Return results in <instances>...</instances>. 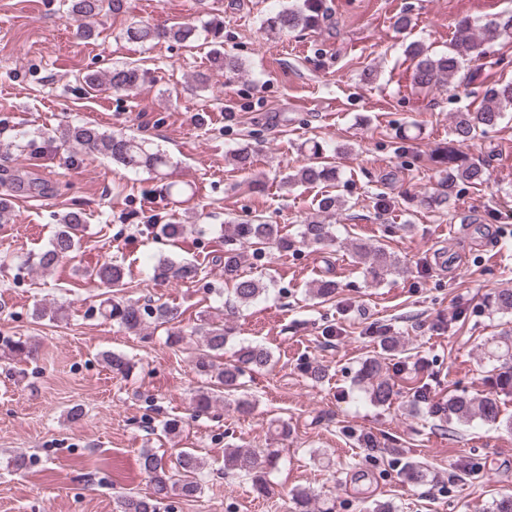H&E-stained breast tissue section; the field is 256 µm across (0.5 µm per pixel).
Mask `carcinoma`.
<instances>
[{
  "label": "carcinoma",
  "instance_id": "1",
  "mask_svg": "<svg viewBox=\"0 0 512 512\" xmlns=\"http://www.w3.org/2000/svg\"><path fill=\"white\" fill-rule=\"evenodd\" d=\"M67 14L84 21L81 34L90 39L95 36L91 21L106 10L119 12L123 9V0H66ZM330 7L327 0H296L270 13L263 25L270 31L310 29L318 26L328 15ZM223 23L219 20L208 21L202 26L190 23L173 24L162 30L145 24L132 23L125 29L124 38L129 43L146 44L165 39L177 43H195L200 40L212 45V67L219 72L234 75L244 71L241 60L224 54L222 51ZM512 34V19L500 22L488 20L481 25L469 18L458 21L453 42L448 52L432 54L420 41L407 46L408 57L414 63V82L422 88L437 86L449 82L464 69L465 62H477L490 57L491 47L500 37ZM144 78V72L136 65L123 63L112 67L103 74H87L84 82L90 87H104L114 93H125L137 87ZM512 108V82H495L484 87L480 105L473 111L460 112L455 116L452 139L432 157V161L441 167L443 180L441 191L427 199L429 207L439 208L447 203L454 188L459 184L482 185L485 183V170L481 164L471 160L462 150V145L473 140L477 132L497 126L504 118L505 111ZM66 140L74 148L96 153L109 158L132 172L146 171L155 176H165V169L171 166L170 157L158 149L154 150L146 141L125 133H107L96 125L83 123L68 129L64 133ZM336 181V168L325 161L307 163L295 173L288 175L283 184L296 183L331 185ZM342 208L338 196L325 192L318 200V211L327 217H333ZM86 223L83 209L75 207L63 213L49 247L38 257V267L49 271L77 250ZM156 238L175 247L187 234L198 232L194 224H154ZM312 246H329L336 242L335 225L324 220L300 225L298 239L280 234L278 225L269 224L260 218L224 225V279L231 285L232 293L241 305H248L269 290V284L240 271V254L244 248H252L255 253L263 252L268 245L282 252L296 247V243ZM350 251L355 263L363 266L364 271L374 280L387 275H398L403 267L395 253L385 247L369 244L361 239L351 243ZM201 267L197 260L180 256L162 255L154 265V278L161 281L192 283L198 280ZM86 276L106 288L119 289L125 285V269L117 262L103 263L85 271ZM337 284L334 280H317L307 288L308 295L326 299L336 295ZM488 309L493 313L512 311V289L503 288L495 292L487 301ZM104 314L125 331L139 334L147 321L157 327L166 328V343L178 347L186 340L183 330L177 328L181 323L183 311L177 305L162 303L154 308L141 305L137 301H125L120 297L107 300ZM202 336V344L193 357V365L199 375L212 381L194 397L193 413L199 415L210 410L214 401L211 388L227 392H238L245 387L244 376L271 365L272 354L260 344L241 346L233 354V360L224 363V348L230 336L222 324H210L192 330ZM3 347L14 357L32 356L36 347L21 338L0 341ZM487 357L499 363L495 377L496 390L486 393L468 394L462 392L452 395L445 402L434 400L431 387L421 382L414 387L413 397L427 404L432 416L449 421L456 420L460 425H468L479 419L485 423L500 422L502 410L498 393L512 394V330H505L494 339L488 349ZM104 360L116 377L130 376L134 363L126 355L108 352ZM360 381L368 384L370 401L377 405H387L399 395L395 382L389 375L383 374V366L377 359L365 361L360 369ZM277 453L268 451L265 461L249 448H228L224 451V471L239 477L251 479L255 491L261 495L267 492V482L263 464L275 462ZM206 465L205 460L189 450H182L175 461H170L151 448L142 449L139 466L151 485L149 495H122L117 498L115 512H158V505L167 499L179 497L194 498L201 493L200 476ZM402 475L412 484H421L427 480V469L415 461L403 465ZM295 512H313L314 498L305 490H297L292 496Z\"/></svg>",
  "mask_w": 512,
  "mask_h": 512
}]
</instances>
